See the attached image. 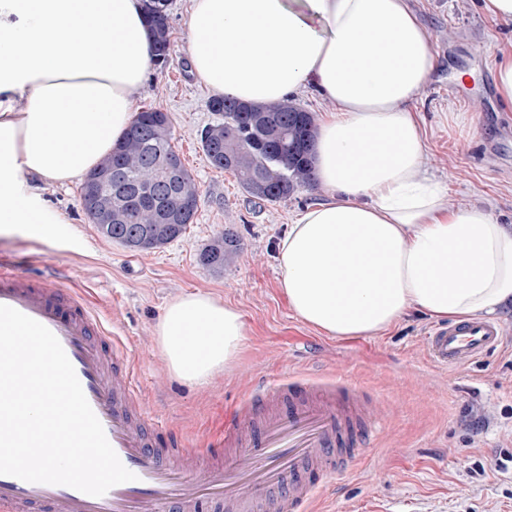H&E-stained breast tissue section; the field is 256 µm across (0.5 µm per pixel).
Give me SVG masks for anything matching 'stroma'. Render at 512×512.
<instances>
[{"instance_id": "stroma-1", "label": "stroma", "mask_w": 512, "mask_h": 512, "mask_svg": "<svg viewBox=\"0 0 512 512\" xmlns=\"http://www.w3.org/2000/svg\"><path fill=\"white\" fill-rule=\"evenodd\" d=\"M439 65L418 105L427 163L454 205L477 204L512 225V116L494 94L499 46L512 21L487 16L478 0H412ZM189 0H170L171 51L134 91L136 107L156 106L172 121L173 145L194 177L193 224L162 248L133 252L103 238L80 206V182L43 185L66 232L32 239L0 231V257L19 275L59 273L128 350L143 408L167 426L170 442L199 449L194 474L212 460L204 449L223 440L239 405L260 386L286 379L341 381L359 387L379 422L363 458L322 487L324 512H512V306L494 320L497 350L444 373L431 363L425 336L433 319L410 315L388 333L330 337L290 310L279 286L277 242L319 199L315 188L276 203H255L233 174L212 168L199 134L215 116L211 94L185 55ZM472 72L468 83L455 75ZM241 249L223 272L203 268L200 250L224 229ZM208 293L243 316L245 336L233 367L209 384L169 372L156 327L167 303Z\"/></svg>"}]
</instances>
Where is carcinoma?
Here are the masks:
<instances>
[{"mask_svg":"<svg viewBox=\"0 0 512 512\" xmlns=\"http://www.w3.org/2000/svg\"><path fill=\"white\" fill-rule=\"evenodd\" d=\"M152 30L155 61L162 65L169 58L170 24ZM208 107L219 120L202 129V150L214 169L232 173L251 198L274 203L313 186L309 151L314 113L288 98L247 103L224 96L211 99ZM172 140L168 113L144 108L118 147L90 171L88 178L105 185L112 193V210L120 213L110 224H95L103 238L132 251H148L180 238L193 223L196 208L183 204L198 196V186ZM161 157L179 167L182 181L174 183L168 196L148 198L164 177ZM239 250L237 233L226 229L199 252L198 262L219 272Z\"/></svg>","mask_w":512,"mask_h":512,"instance_id":"1","label":"carcinoma"}]
</instances>
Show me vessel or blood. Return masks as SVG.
I'll return each instance as SVG.
<instances>
[{
  "label": "vessel or blood",
  "instance_id": "obj_1",
  "mask_svg": "<svg viewBox=\"0 0 512 512\" xmlns=\"http://www.w3.org/2000/svg\"><path fill=\"white\" fill-rule=\"evenodd\" d=\"M0 305L46 326L72 363L83 392L131 482L95 497L63 485L0 475V512H315L322 480L357 462L373 418L360 394L341 382H288L266 388L239 408L224 431L234 451L203 479L172 466L131 405L141 391L124 347L72 289L47 277L14 275L0 263ZM496 322L471 319L433 327L425 338L435 366L460 369L501 342Z\"/></svg>",
  "mask_w": 512,
  "mask_h": 512
}]
</instances>
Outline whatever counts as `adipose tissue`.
Returning a JSON list of instances; mask_svg holds the SVG:
<instances>
[{"label": "adipose tissue", "instance_id": "1", "mask_svg": "<svg viewBox=\"0 0 512 512\" xmlns=\"http://www.w3.org/2000/svg\"><path fill=\"white\" fill-rule=\"evenodd\" d=\"M185 52L217 97L310 90L331 106L311 145L320 201L277 243L289 308L326 335L375 336L410 313L461 322L512 303V227L455 206L425 162L415 108L437 67L411 0H191ZM154 63L144 0H0V228L66 225L37 182L93 170L135 115ZM241 314L175 298L168 369L205 384L237 360Z\"/></svg>", "mask_w": 512, "mask_h": 512}]
</instances>
